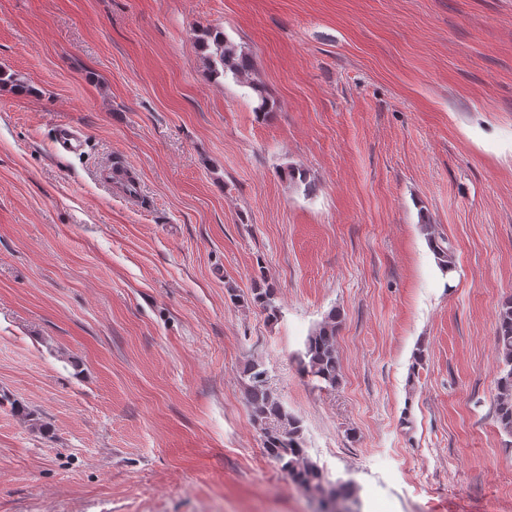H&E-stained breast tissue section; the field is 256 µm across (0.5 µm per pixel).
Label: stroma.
<instances>
[{
    "instance_id": "stroma-1",
    "label": "stroma",
    "mask_w": 512,
    "mask_h": 512,
    "mask_svg": "<svg viewBox=\"0 0 512 512\" xmlns=\"http://www.w3.org/2000/svg\"><path fill=\"white\" fill-rule=\"evenodd\" d=\"M215 27L248 83L207 71ZM0 69L32 87H0V512H316L253 360L351 512H512V0H0ZM333 311L322 390L298 357ZM54 144L58 153L81 155L84 152L86 139L76 126L60 123L54 128ZM428 243L434 252L437 255L438 264L443 273H448L455 268L454 262V251L451 243L441 238L440 240L435 237H428ZM495 346L502 369L497 378L495 416L501 429L512 435V301L502 305L497 318ZM244 375L249 381L247 397L253 408V421L261 432L267 454L299 487L319 494L325 503H332L323 512H336V499L351 495L349 485L328 482L322 469L309 458L302 422L269 390L265 365L251 361Z\"/></svg>"
}]
</instances>
